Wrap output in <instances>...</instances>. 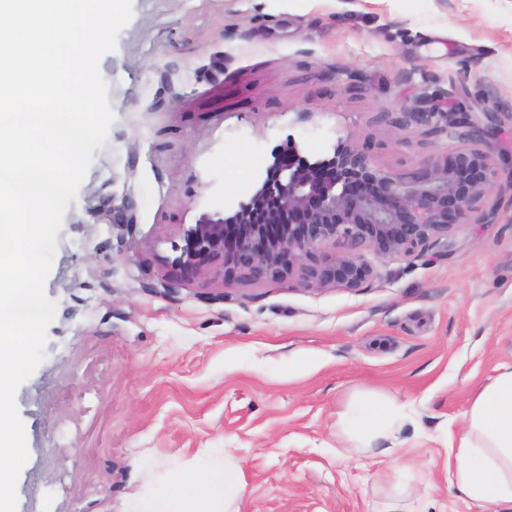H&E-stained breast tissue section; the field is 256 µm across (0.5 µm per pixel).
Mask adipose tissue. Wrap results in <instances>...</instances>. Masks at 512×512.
<instances>
[{
  "instance_id": "obj_1",
  "label": "adipose tissue",
  "mask_w": 512,
  "mask_h": 512,
  "mask_svg": "<svg viewBox=\"0 0 512 512\" xmlns=\"http://www.w3.org/2000/svg\"><path fill=\"white\" fill-rule=\"evenodd\" d=\"M392 415L388 404L358 396L339 423L363 447L384 437ZM466 431L454 447V480L487 512H512V367H504L471 401ZM241 489L237 470L212 469L198 482H176L153 496L135 500L131 512H215L217 502L235 498Z\"/></svg>"
}]
</instances>
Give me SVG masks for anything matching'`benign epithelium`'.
<instances>
[{"label":"benign epithelium","instance_id":"7a95c632","mask_svg":"<svg viewBox=\"0 0 512 512\" xmlns=\"http://www.w3.org/2000/svg\"><path fill=\"white\" fill-rule=\"evenodd\" d=\"M494 120L493 112L448 116L430 133L462 144L403 172L380 167L348 142L311 159L289 141L248 200L184 231L171 269L190 283L295 276L309 285L356 289L375 273L365 253L377 260L410 256L474 223L495 187L491 156L478 144Z\"/></svg>","mask_w":512,"mask_h":512}]
</instances>
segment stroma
I'll use <instances>...</instances> for the list:
<instances>
[{
    "label": "stroma",
    "mask_w": 512,
    "mask_h": 512,
    "mask_svg": "<svg viewBox=\"0 0 512 512\" xmlns=\"http://www.w3.org/2000/svg\"><path fill=\"white\" fill-rule=\"evenodd\" d=\"M100 68L115 114L46 282L47 357L16 391L29 458L17 512H127L235 466L233 512H480L449 453L512 366V0H132ZM494 112L489 224L376 261L350 290L188 284L184 229L247 200L294 140L341 141L402 171L454 147L409 118ZM125 209L111 224L105 199ZM359 393L412 409L396 447L348 448Z\"/></svg>",
    "instance_id": "obj_1"
}]
</instances>
